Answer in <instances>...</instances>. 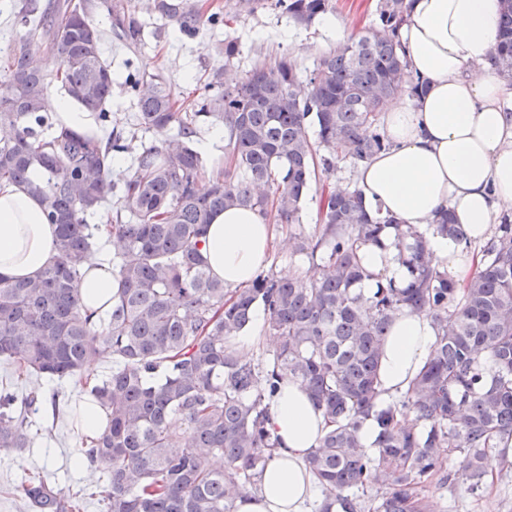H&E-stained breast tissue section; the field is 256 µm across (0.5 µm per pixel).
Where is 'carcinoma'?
<instances>
[{
    "instance_id": "1",
    "label": "carcinoma",
    "mask_w": 512,
    "mask_h": 512,
    "mask_svg": "<svg viewBox=\"0 0 512 512\" xmlns=\"http://www.w3.org/2000/svg\"><path fill=\"white\" fill-rule=\"evenodd\" d=\"M275 5L309 23L332 0ZM151 10L187 41L229 24L201 0H151ZM96 13L126 48H140L144 27L126 0H20L13 14L18 38L0 76V182L35 197L56 236L39 275L0 274V359L59 380L112 359V371L87 390L106 425L76 448L104 470L96 494L105 512H236L277 448L269 405L285 379L302 386L329 425L305 460L320 485L318 512H432L418 487L447 453H458L459 478L480 488L484 455L512 444V220L479 248L480 269L462 287L429 247L435 236L469 245L451 213L403 226L371 214L355 186L321 193L317 232L292 237V254L324 259L312 279L260 272L229 290L202 253L217 214L235 207L298 224L317 171L389 146L386 102L424 90L399 40L406 0H379L373 23L323 52L305 76L290 53L233 84L214 68L188 108L163 72L129 73V131L107 110L116 80L101 58ZM41 56L56 66L40 65ZM487 64L512 84V0H502L500 41ZM53 85L106 134L48 115ZM206 122L224 126V156L209 162L194 145ZM124 155L131 174L118 185L112 159ZM99 213L112 236L116 293L95 319L80 284L86 258L102 249L100 228L87 223ZM390 229L408 273L402 287L362 262V248L384 245ZM366 279L376 280L368 296ZM258 307L279 339L262 363L234 348ZM404 309L430 318L437 336L403 399L390 402L380 358ZM38 403L34 392L0 394V452L31 447ZM368 420L376 429L369 447L360 436ZM218 455L221 470L209 465ZM367 485L374 497L349 494ZM15 493L36 512L79 509L39 477L22 479Z\"/></svg>"
}]
</instances>
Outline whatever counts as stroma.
I'll use <instances>...</instances> for the list:
<instances>
[{
  "label": "stroma",
  "instance_id": "1",
  "mask_svg": "<svg viewBox=\"0 0 512 512\" xmlns=\"http://www.w3.org/2000/svg\"><path fill=\"white\" fill-rule=\"evenodd\" d=\"M213 10L232 18L230 26L218 31L208 30L197 40L181 42L171 34L156 38L163 23L147 8V0H128L132 14L145 25V42L137 55L111 37L103 15L92 22L105 37L102 58L110 65L119 85L115 87L110 108L118 119L131 117L132 95L120 85L129 67L145 71L162 68L174 90L182 98H193L200 82L215 67H225L228 74L241 76L255 59L274 65L285 52L293 54L300 67H312L315 57L335 45V36L323 30L320 20L306 25L295 24L274 5L255 13H239L237 0H206ZM235 38L239 44L236 59L225 60L224 39ZM37 392L41 409L35 420L38 436L33 448L21 454L0 453V512H32L13 491L15 483L25 475L42 477L47 483L82 493L80 512H103L91 493L101 479L99 470L78 460L75 451L80 435L72 420V411L84 397L73 381L45 377L18 376L14 367L0 361V390ZM457 457L444 459L445 478H433L424 493L435 512H512V463L500 462L480 490H471L468 483L456 478Z\"/></svg>",
  "mask_w": 512,
  "mask_h": 512
}]
</instances>
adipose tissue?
I'll list each match as a JSON object with an SVG mask.
<instances>
[{
  "label": "adipose tissue",
  "instance_id": "ef3b65f1",
  "mask_svg": "<svg viewBox=\"0 0 512 512\" xmlns=\"http://www.w3.org/2000/svg\"><path fill=\"white\" fill-rule=\"evenodd\" d=\"M410 4L400 40L428 91L415 101L401 94L388 102L383 120L391 146L359 165L357 186L370 210L402 224H432L452 211L480 243L512 213V87L480 69L499 40L501 0ZM55 230L36 199L0 183V274L35 277L54 256ZM272 239L258 212L229 208L209 225L203 255L226 288H240L265 266ZM430 248L461 283L479 263L477 252L446 238L432 239ZM86 267L82 301L100 314L112 304V273L95 257ZM435 336L425 315L406 310L395 317L381 356L385 394L408 388ZM270 429L277 448L258 490L238 500V512H309L318 484L305 459L327 423L299 383L282 382L270 402Z\"/></svg>",
  "mask_w": 512,
  "mask_h": 512
}]
</instances>
